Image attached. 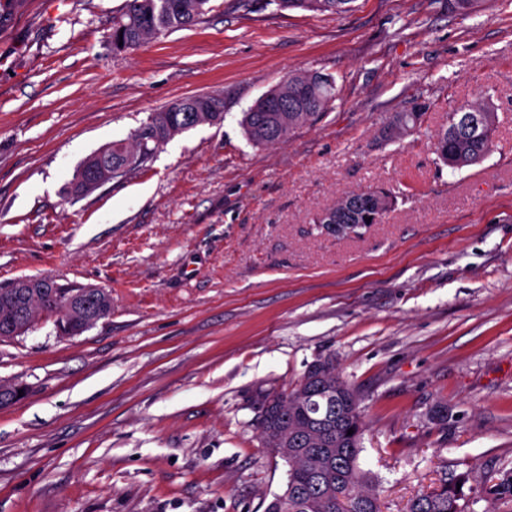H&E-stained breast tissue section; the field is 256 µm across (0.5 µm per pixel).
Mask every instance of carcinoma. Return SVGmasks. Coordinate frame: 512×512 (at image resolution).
Instances as JSON below:
<instances>
[{
  "instance_id": "obj_1",
  "label": "carcinoma",
  "mask_w": 512,
  "mask_h": 512,
  "mask_svg": "<svg viewBox=\"0 0 512 512\" xmlns=\"http://www.w3.org/2000/svg\"><path fill=\"white\" fill-rule=\"evenodd\" d=\"M210 0H126L113 17L112 48L124 52L171 30L190 27L209 10ZM353 0H267L280 10L343 12ZM335 100V81L320 73L289 75L243 113L241 125L247 140L257 146L275 145L328 112ZM222 106L214 96H191L152 113L129 140L104 146L102 164L122 169V174L143 167L169 138L203 122L222 118ZM426 106L416 104L395 116L394 126L383 132L386 139L411 133L422 122ZM493 113L488 106L467 103L448 112V126L433 143L437 163L461 170L479 163L492 151ZM386 208L398 198H408L400 189H370L352 192L340 199L332 211L343 224L376 223L372 198ZM55 291L59 299L49 302ZM107 292L101 288L63 286L56 282L41 288H16L8 301L0 303V339L14 335L13 327L31 325L41 316L68 323L81 334L91 308ZM265 415L260 432L266 447L288 446L285 502L278 512H381L379 494L369 473L359 467L364 422L360 400L340 378L335 364L320 360L312 365L289 391L260 389L256 396ZM353 433H348V430ZM463 490L446 484L423 492L407 512H465Z\"/></svg>"
}]
</instances>
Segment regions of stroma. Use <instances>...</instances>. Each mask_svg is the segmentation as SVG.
I'll return each instance as SVG.
<instances>
[{
    "label": "stroma",
    "mask_w": 512,
    "mask_h": 512,
    "mask_svg": "<svg viewBox=\"0 0 512 512\" xmlns=\"http://www.w3.org/2000/svg\"><path fill=\"white\" fill-rule=\"evenodd\" d=\"M124 0H0V288L105 289L81 335L43 318L0 340V512H265L286 463L259 388L329 358L366 424L381 512L464 480L468 512H512V0H352L343 13L210 0L192 27L112 49ZM336 82L329 112L274 147L244 112L291 73ZM194 95L223 118L75 199L101 146ZM488 101L493 151L437 165L451 108ZM419 131L382 132L412 102ZM413 187L354 237L317 217Z\"/></svg>",
    "instance_id": "35a3bbf8"
}]
</instances>
